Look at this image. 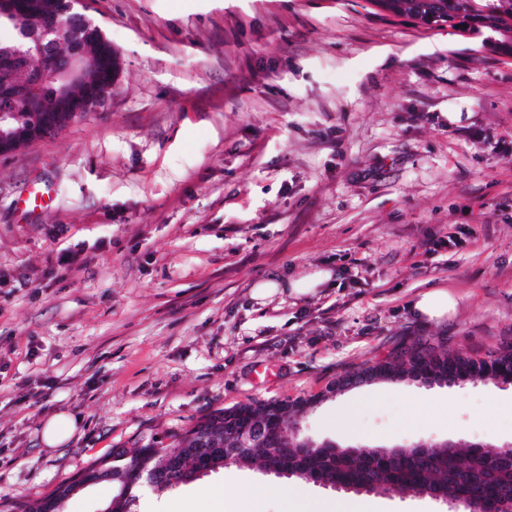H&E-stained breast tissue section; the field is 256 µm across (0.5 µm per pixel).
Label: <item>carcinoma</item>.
<instances>
[{"instance_id": "carcinoma-1", "label": "carcinoma", "mask_w": 512, "mask_h": 512, "mask_svg": "<svg viewBox=\"0 0 512 512\" xmlns=\"http://www.w3.org/2000/svg\"><path fill=\"white\" fill-rule=\"evenodd\" d=\"M380 10L397 17L408 18L422 25L446 23L460 26L473 37L482 38L488 46L505 57H512V0H370ZM43 7L41 17L59 15L72 20L77 31L89 26L84 13L75 7V0H39ZM14 28L18 37L12 42H0V61L23 52L37 33L38 25L32 20H13L0 17V26ZM82 49L97 57L112 54V45L99 34L84 38ZM112 78L106 68L88 71L82 82L71 87L72 93L81 96L92 92L99 84ZM55 105L52 87H45L37 101L42 117L51 113ZM475 380L507 381L512 378V344L505 345L496 355L486 359L457 352L438 353L431 348H405L392 360L379 363L361 374L346 375L337 380V387L369 380L397 382L405 378H423L434 381L442 377ZM295 404L280 401H254L229 408L217 409L202 417L192 426L171 435L169 447L179 449L175 456L155 454L145 445L131 452L109 453L97 458L88 469L102 467L104 481L117 488L112 506L106 512H126L130 502L129 479L134 466L145 464L164 474L185 466L195 458H204L220 448L235 447L236 435L256 420L265 428L282 426L295 417ZM373 454H357L342 448L334 454L311 447L302 455H283L269 442L258 443L245 449L240 458L259 457L264 467L281 465L309 479L321 476L327 481H341L356 487L373 484V491L387 492L403 487L421 494L437 492L448 499L467 493L473 499L474 512H485V507L504 498L512 499V462L497 463L487 451L467 450L448 453L446 448H430L422 454L410 452L397 456L389 447H374Z\"/></svg>"}]
</instances>
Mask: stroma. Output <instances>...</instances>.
I'll use <instances>...</instances> for the list:
<instances>
[{
  "instance_id": "stroma-1",
  "label": "stroma",
  "mask_w": 512,
  "mask_h": 512,
  "mask_svg": "<svg viewBox=\"0 0 512 512\" xmlns=\"http://www.w3.org/2000/svg\"><path fill=\"white\" fill-rule=\"evenodd\" d=\"M82 3L118 60L111 100L0 155V512L255 400L320 396L303 432L342 446L512 442V384L333 388L417 342L512 343V58L367 0ZM436 288L457 301L439 323L412 309ZM58 414L77 427L50 448ZM255 483L280 480L234 463L130 512H222Z\"/></svg>"
}]
</instances>
